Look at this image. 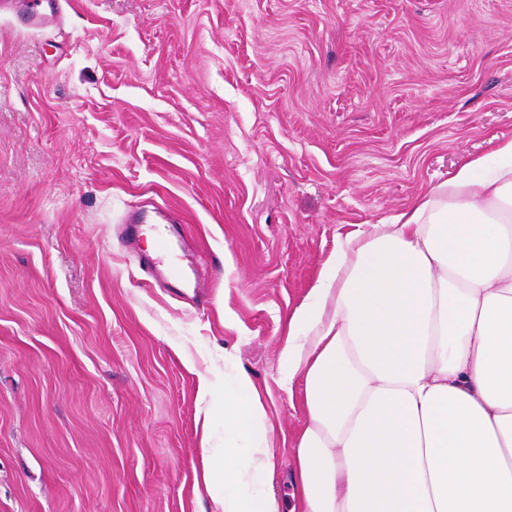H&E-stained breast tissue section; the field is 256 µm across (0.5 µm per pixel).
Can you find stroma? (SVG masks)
Segmentation results:
<instances>
[{"instance_id":"1","label":"stroma","mask_w":512,"mask_h":512,"mask_svg":"<svg viewBox=\"0 0 512 512\" xmlns=\"http://www.w3.org/2000/svg\"><path fill=\"white\" fill-rule=\"evenodd\" d=\"M0 10V512H214L198 370L245 368L289 500L287 316L336 239L512 137V0H66ZM176 211L207 295L148 285ZM57 2L58 0H46V4L40 9H29L25 13L28 24L34 28L48 26L59 11V4Z\"/></svg>"}]
</instances>
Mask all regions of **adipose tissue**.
Returning a JSON list of instances; mask_svg holds the SVG:
<instances>
[{
    "label": "adipose tissue",
    "mask_w": 512,
    "mask_h": 512,
    "mask_svg": "<svg viewBox=\"0 0 512 512\" xmlns=\"http://www.w3.org/2000/svg\"><path fill=\"white\" fill-rule=\"evenodd\" d=\"M410 207L338 234L279 350L305 424L292 512H512V137ZM202 415L215 512H282L266 408L239 369L224 438Z\"/></svg>",
    "instance_id": "adipose-tissue-1"
}]
</instances>
